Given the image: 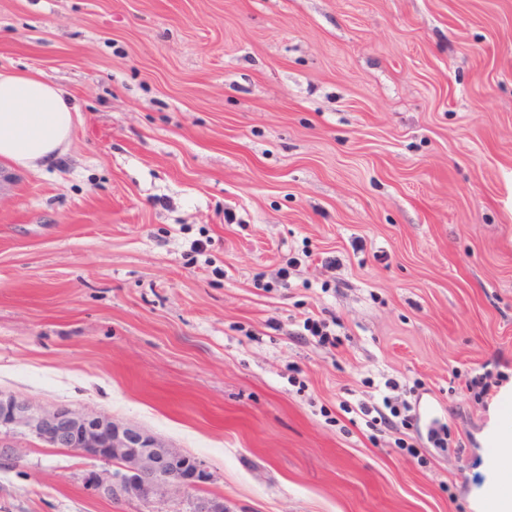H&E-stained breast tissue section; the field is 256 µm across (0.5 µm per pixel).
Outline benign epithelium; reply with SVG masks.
I'll use <instances>...</instances> for the list:
<instances>
[{
    "label": "benign epithelium",
    "instance_id": "1",
    "mask_svg": "<svg viewBox=\"0 0 512 512\" xmlns=\"http://www.w3.org/2000/svg\"><path fill=\"white\" fill-rule=\"evenodd\" d=\"M16 432L34 435L51 448L106 464L90 469L85 485L113 499L150 502L172 490L196 489L209 480L198 459L166 448L153 436L103 416H90L66 405L36 411L15 397H0V460L13 458L5 439Z\"/></svg>",
    "mask_w": 512,
    "mask_h": 512
}]
</instances>
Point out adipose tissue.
<instances>
[{
  "mask_svg": "<svg viewBox=\"0 0 512 512\" xmlns=\"http://www.w3.org/2000/svg\"><path fill=\"white\" fill-rule=\"evenodd\" d=\"M73 125L62 89L33 71L0 73V160L38 169L65 153Z\"/></svg>",
  "mask_w": 512,
  "mask_h": 512,
  "instance_id": "ef3b65f1",
  "label": "adipose tissue"
}]
</instances>
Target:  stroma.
Returning a JSON list of instances; mask_svg holds the SVG:
<instances>
[{
	"mask_svg": "<svg viewBox=\"0 0 512 512\" xmlns=\"http://www.w3.org/2000/svg\"><path fill=\"white\" fill-rule=\"evenodd\" d=\"M22 70L77 112L60 164L0 185V394L211 478L110 499L18 434L0 512H495L512 0H0V71ZM487 364L507 380L479 403ZM387 394L423 419L369 425Z\"/></svg>",
	"mask_w": 512,
	"mask_h": 512,
	"instance_id": "35a3bbf8",
	"label": "stroma"
}]
</instances>
